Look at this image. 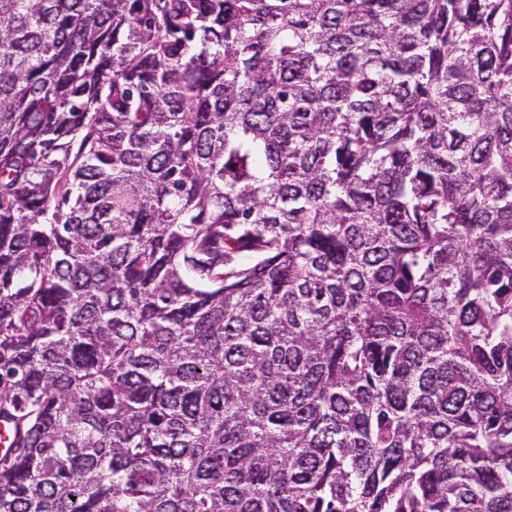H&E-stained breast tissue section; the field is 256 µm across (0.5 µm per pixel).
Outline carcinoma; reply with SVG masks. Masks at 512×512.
Wrapping results in <instances>:
<instances>
[{"label": "carcinoma", "mask_w": 512, "mask_h": 512, "mask_svg": "<svg viewBox=\"0 0 512 512\" xmlns=\"http://www.w3.org/2000/svg\"><path fill=\"white\" fill-rule=\"evenodd\" d=\"M0 512H512V0H0Z\"/></svg>", "instance_id": "obj_1"}]
</instances>
